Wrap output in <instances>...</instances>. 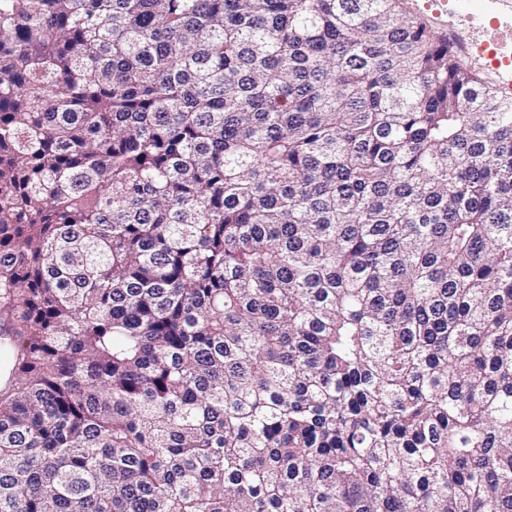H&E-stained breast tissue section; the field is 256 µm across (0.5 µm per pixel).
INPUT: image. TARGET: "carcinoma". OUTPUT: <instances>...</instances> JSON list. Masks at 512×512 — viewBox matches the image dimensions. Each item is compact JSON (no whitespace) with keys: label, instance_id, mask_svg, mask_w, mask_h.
Wrapping results in <instances>:
<instances>
[{"label":"carcinoma","instance_id":"obj_1","mask_svg":"<svg viewBox=\"0 0 512 512\" xmlns=\"http://www.w3.org/2000/svg\"><path fill=\"white\" fill-rule=\"evenodd\" d=\"M0 512H512V98L399 0H0Z\"/></svg>","mask_w":512,"mask_h":512}]
</instances>
